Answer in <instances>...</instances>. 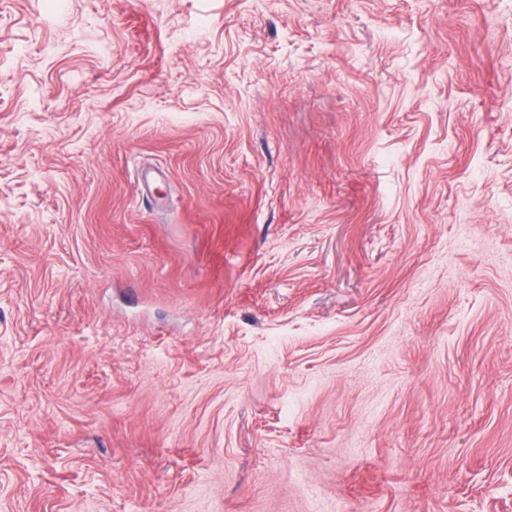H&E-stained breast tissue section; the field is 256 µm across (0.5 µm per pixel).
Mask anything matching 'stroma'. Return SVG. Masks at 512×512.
<instances>
[{
  "instance_id": "35a3bbf8",
  "label": "stroma",
  "mask_w": 512,
  "mask_h": 512,
  "mask_svg": "<svg viewBox=\"0 0 512 512\" xmlns=\"http://www.w3.org/2000/svg\"><path fill=\"white\" fill-rule=\"evenodd\" d=\"M0 512H512V0H0Z\"/></svg>"
}]
</instances>
